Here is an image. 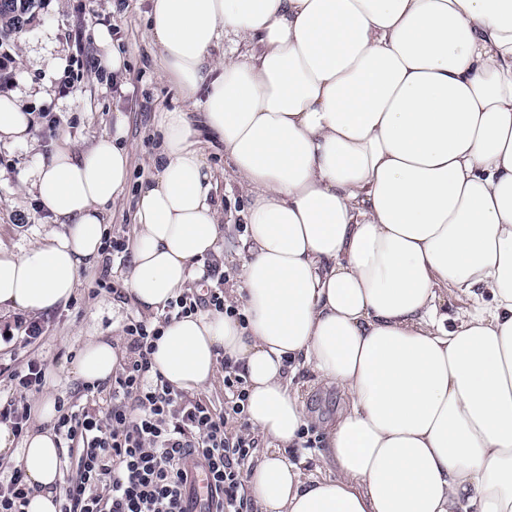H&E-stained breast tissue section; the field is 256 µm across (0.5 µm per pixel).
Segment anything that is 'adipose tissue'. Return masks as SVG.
Wrapping results in <instances>:
<instances>
[{
  "label": "adipose tissue",
  "mask_w": 512,
  "mask_h": 512,
  "mask_svg": "<svg viewBox=\"0 0 512 512\" xmlns=\"http://www.w3.org/2000/svg\"><path fill=\"white\" fill-rule=\"evenodd\" d=\"M146 20L180 104L158 114L125 292L165 308L222 233L191 107L246 191L249 254L234 314L162 324L154 370L201 392L219 356L238 365L249 421L277 445L249 475L260 512H512V0H151ZM33 124L0 95V140ZM131 157L119 118L38 162L32 190L57 228L0 244V308L70 300ZM449 288L470 301L453 317ZM299 363L346 401L321 428L332 477L279 454L309 425ZM118 364L90 336L71 372L103 383ZM31 412L22 447L0 427V456L37 488L27 512H56L53 398Z\"/></svg>",
  "instance_id": "ef3b65f1"
}]
</instances>
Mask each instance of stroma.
Returning <instances> with one entry per match:
<instances>
[{
    "label": "stroma",
    "mask_w": 512,
    "mask_h": 512,
    "mask_svg": "<svg viewBox=\"0 0 512 512\" xmlns=\"http://www.w3.org/2000/svg\"><path fill=\"white\" fill-rule=\"evenodd\" d=\"M149 4L150 0H41L35 18L0 43L9 58L8 91L19 95L35 117L32 140L0 141V242L23 250L49 231L50 215L31 192L36 163L49 156L60 138L80 147L88 145L111 131L119 114L126 120L127 140L133 147L132 171L122 198L108 209L107 230L111 236L130 239L138 188L150 175L149 162L159 145L157 116L179 104L174 87L160 78L156 68L157 49L146 33ZM103 27L111 30L127 57L123 82L87 66L88 59L100 52L96 33ZM58 58L76 61L74 88L66 97L57 91L61 73L53 62ZM216 199L224 216V235L209 261L220 272L188 283L190 293L203 294L216 287L228 293L240 281L246 258L241 243L246 198L232 173L220 177ZM129 260L126 251L105 255L99 266L83 273L76 295L51 312L34 316L0 311V403L13 393L14 369L30 360L59 367L60 381L51 391L54 398L84 403L83 384L69 373L80 338L108 336L125 347L124 328L140 316L119 292ZM25 321L40 325L37 340H24L20 325ZM293 383L312 418L332 419L343 404L339 391L317 383L310 367L298 366Z\"/></svg>",
    "instance_id": "35a3bbf8"
}]
</instances>
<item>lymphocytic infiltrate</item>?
<instances>
[{
    "label": "lymphocytic infiltrate",
    "instance_id": "lymphocytic-infiltrate-1",
    "mask_svg": "<svg viewBox=\"0 0 512 512\" xmlns=\"http://www.w3.org/2000/svg\"><path fill=\"white\" fill-rule=\"evenodd\" d=\"M129 356L112 378L106 408L77 407L58 400L53 429L77 450L78 475L59 494L57 512H185L187 463L202 458L218 494L214 512H245L243 467L253 441L246 421L245 381L238 366L222 358L224 409L176 390L152 369L159 325L130 320ZM12 379L15 394L0 407V425L22 434L26 400L40 392L44 371L28 361ZM35 491L22 469L0 474V512H26Z\"/></svg>",
    "mask_w": 512,
    "mask_h": 512
}]
</instances>
